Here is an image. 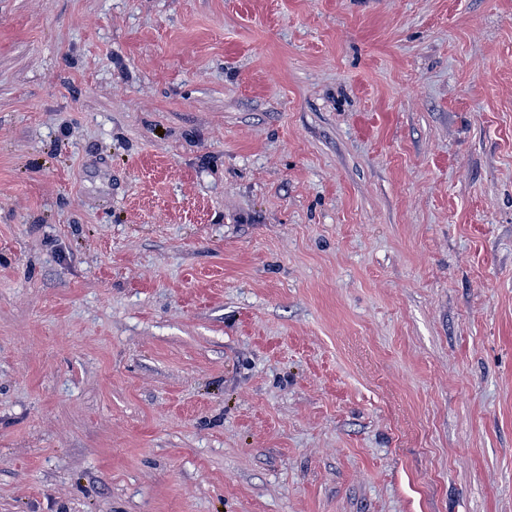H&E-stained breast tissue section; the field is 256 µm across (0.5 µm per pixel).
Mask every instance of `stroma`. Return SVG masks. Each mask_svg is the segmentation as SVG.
<instances>
[{"label":"stroma","mask_w":512,"mask_h":512,"mask_svg":"<svg viewBox=\"0 0 512 512\" xmlns=\"http://www.w3.org/2000/svg\"><path fill=\"white\" fill-rule=\"evenodd\" d=\"M0 512H512V0H0Z\"/></svg>","instance_id":"35a3bbf8"}]
</instances>
